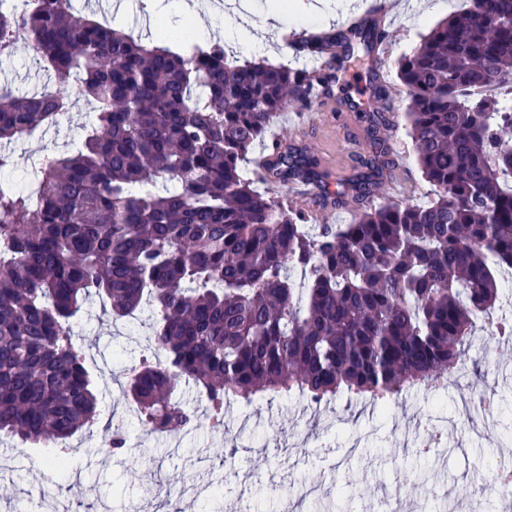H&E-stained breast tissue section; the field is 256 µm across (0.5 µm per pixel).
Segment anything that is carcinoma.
Masks as SVG:
<instances>
[{
    "instance_id": "1",
    "label": "carcinoma",
    "mask_w": 512,
    "mask_h": 512,
    "mask_svg": "<svg viewBox=\"0 0 512 512\" xmlns=\"http://www.w3.org/2000/svg\"><path fill=\"white\" fill-rule=\"evenodd\" d=\"M388 37L376 22L299 42L321 65L241 63L160 31L145 43L64 0L25 16L0 0V55L25 40L53 85L0 94V144L44 131L71 102L95 122L74 151L33 162L38 199L0 180V436L45 446L92 426L94 384L70 321L98 298L115 320L145 313L161 353L122 384L133 415L160 434L194 427L182 382L224 407L340 394L386 407L463 368L480 315L500 316L512 268V0H471L398 62L412 151L427 202L369 205L395 175L381 127L391 111L372 67ZM357 68L373 107L371 151L351 187L349 224H309L274 196L325 183L307 148L276 146L261 193L246 165L290 105L309 108ZM346 189L316 202L338 206Z\"/></svg>"
}]
</instances>
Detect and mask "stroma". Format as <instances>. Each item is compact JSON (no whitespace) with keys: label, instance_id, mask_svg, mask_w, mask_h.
Masks as SVG:
<instances>
[{"label":"stroma","instance_id":"35a3bbf8","mask_svg":"<svg viewBox=\"0 0 512 512\" xmlns=\"http://www.w3.org/2000/svg\"><path fill=\"white\" fill-rule=\"evenodd\" d=\"M393 2L385 21L391 52L383 59L380 74L393 108L389 120L395 132L388 145L400 167L373 197L376 205L412 197L425 201L431 196L411 152L404 119L408 96L397 78V62L448 12L467 5V0ZM70 6L73 13H95L98 20L139 37L155 34L159 17L176 29L185 22L174 0H126L122 8L104 0L93 6L85 0H70ZM406 7L423 13V21L406 23L402 13ZM48 82V74L26 42H18L10 55L0 56L4 89L21 96ZM94 120L90 107L76 102L58 125L9 144L16 163L1 176L23 186L32 158L79 140ZM270 135L293 146H309L320 171L334 180L350 179L358 157L368 148L367 125L353 112H324L300 139L278 118ZM72 330L73 341L84 348L86 367L96 381L101 417L124 411L123 373L146 350V335L131 333L127 323L112 322L97 302L74 319ZM508 366H512V343L499 345L493 353L470 352L460 380L437 392H405L385 411L355 395H341L320 405L288 396L269 404L234 405L226 413L223 431L215 432L201 410L196 427L177 445L143 439L140 425L133 421L127 440L145 457L141 466L130 465L125 456L107 454L85 431L73 437L74 464L63 470L48 461L46 448L14 441L0 446V459L11 461L9 470L0 469V512H50L47 500L40 497L49 486L60 488L74 512H211L213 501L180 495L184 488L205 484L223 485L226 512H279L281 487L301 482L317 486L319 492L316 498L303 500L297 512H316V504H329L344 490L353 497L352 512H388V495L396 487L407 512H450L460 486L490 481L492 465L512 458V383L502 380ZM476 393L485 394L496 406L480 432L459 416L461 398ZM428 424L438 428L441 443L426 455L429 480L423 486L408 481L407 475L417 454L414 432ZM219 448L235 449L242 479L227 482L223 469L199 468L198 458H213Z\"/></svg>","mask_w":512,"mask_h":512}]
</instances>
